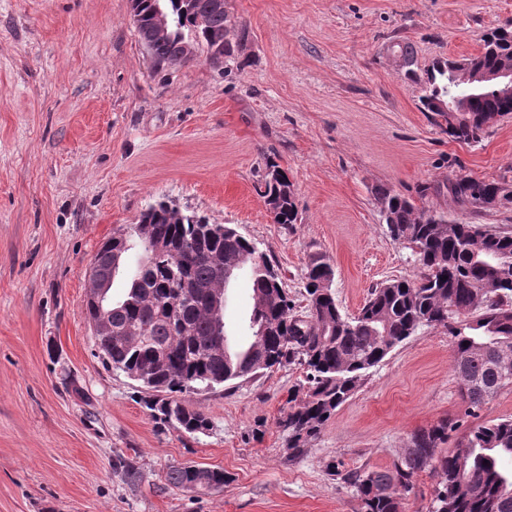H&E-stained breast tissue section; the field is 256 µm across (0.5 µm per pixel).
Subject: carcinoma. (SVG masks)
Instances as JSON below:
<instances>
[{
  "mask_svg": "<svg viewBox=\"0 0 512 512\" xmlns=\"http://www.w3.org/2000/svg\"><path fill=\"white\" fill-rule=\"evenodd\" d=\"M215 2L136 0V30L139 38H149L156 69L189 62V45L203 46L209 55H231L229 19ZM158 12L170 26L167 34L152 36ZM509 61L512 23L487 32L477 54L434 62L426 71L422 110L451 140L479 141L512 113V98L492 87L470 89L458 73L472 66L491 72ZM453 102L463 111H447ZM259 195L276 200L275 223L298 222L293 184L273 159L266 162ZM375 196L390 238L408 245L420 273L375 285L353 317L336 304L328 256L317 253L306 263L308 304L301 313L282 277L269 275L274 261L257 243L166 201L150 205L138 216L141 230L117 228L92 260L91 281L101 288L89 293L86 317L95 326L104 310L112 327V335L96 337L103 360L128 376L150 368V378L139 383L145 407L157 424L189 436L207 433L211 421L186 395L297 363L306 370L305 384L289 397L278 427L300 454L371 368L419 329L442 327L450 335L453 372L458 383H467L460 387L465 415H476L490 396L512 386V231L451 220L389 186L377 187ZM448 198L477 215L512 202V190L460 171L448 179ZM157 243L164 250H155ZM217 254L227 264L215 262ZM132 259L124 297L115 302L109 297L114 279ZM243 270L252 282V341L230 352L214 301ZM459 427L460 420L445 418L417 431L386 470L342 473L334 464L328 469L353 488L359 512H401L416 477L426 471L438 478L429 512H512V418L473 427L455 448H444ZM116 467L127 484L139 485L141 473L132 462L120 458ZM225 478L224 470L199 465L173 466L166 474L170 486L189 493L219 491Z\"/></svg>",
  "mask_w": 512,
  "mask_h": 512,
  "instance_id": "cac0c4a2",
  "label": "carcinoma"
}]
</instances>
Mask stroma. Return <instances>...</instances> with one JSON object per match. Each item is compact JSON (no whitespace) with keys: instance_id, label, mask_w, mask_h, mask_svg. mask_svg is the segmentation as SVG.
Segmentation results:
<instances>
[{"instance_id":"35a3bbf8","label":"stroma","mask_w":512,"mask_h":512,"mask_svg":"<svg viewBox=\"0 0 512 512\" xmlns=\"http://www.w3.org/2000/svg\"><path fill=\"white\" fill-rule=\"evenodd\" d=\"M224 9L234 53L223 66L201 51L157 71L129 0H0V512H358L329 462L383 470L440 419L469 429L512 418V387L464 417L442 328L387 355L299 455L277 422L300 366L190 395L213 423L190 437L157 427L136 383L99 356L85 315L90 261L158 200L234 225L272 256L301 307L308 257L326 254L337 303L354 315L373 284L418 274L375 186L457 219L445 188L459 170L512 182V115L463 144L420 104L432 62L477 53L512 20V0ZM270 158L295 188L288 230L256 189ZM120 457L139 469L138 486L115 468ZM180 464L228 481L182 492L165 481Z\"/></svg>"}]
</instances>
